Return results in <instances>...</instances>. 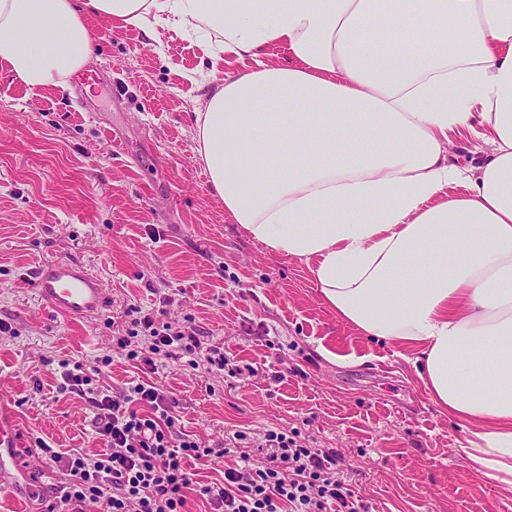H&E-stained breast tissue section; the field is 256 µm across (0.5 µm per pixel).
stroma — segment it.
I'll return each mask as SVG.
<instances>
[{
    "label": "stroma",
    "instance_id": "obj_1",
    "mask_svg": "<svg viewBox=\"0 0 512 512\" xmlns=\"http://www.w3.org/2000/svg\"><path fill=\"white\" fill-rule=\"evenodd\" d=\"M101 83L31 90L0 65V391L28 439L101 449L84 400L57 393L64 360L110 354L132 305L192 317L241 375L167 361L152 380L204 444L242 430H298L337 449L370 512H512V495L464 463L463 429L419 380L414 352L358 335L324 306L304 262L269 252L224 213L197 153L194 39L91 19ZM80 259L110 288L108 315L73 323L45 308L39 264Z\"/></svg>",
    "mask_w": 512,
    "mask_h": 512
}]
</instances>
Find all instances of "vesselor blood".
I'll return each instance as SVG.
<instances>
[{"mask_svg":"<svg viewBox=\"0 0 512 512\" xmlns=\"http://www.w3.org/2000/svg\"><path fill=\"white\" fill-rule=\"evenodd\" d=\"M33 288L41 302L71 319H87L105 314L112 296L104 282L79 260L61 259L39 268ZM23 432L14 417L0 406V490L25 499L39 492L45 466L23 451Z\"/></svg>","mask_w":512,"mask_h":512,"instance_id":"obj_1","label":"vessel or blood"}]
</instances>
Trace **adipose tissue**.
<instances>
[{
  "mask_svg": "<svg viewBox=\"0 0 512 512\" xmlns=\"http://www.w3.org/2000/svg\"><path fill=\"white\" fill-rule=\"evenodd\" d=\"M93 18L225 63L195 113L225 212L338 321L415 351L467 466L512 492V0H0V62L69 88ZM477 125L491 149L459 165Z\"/></svg>",
  "mask_w": 512,
  "mask_h": 512,
  "instance_id": "1",
  "label": "adipose tissue"
}]
</instances>
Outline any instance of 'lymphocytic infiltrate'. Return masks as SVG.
<instances>
[{"label": "lymphocytic infiltrate", "mask_w": 512, "mask_h": 512, "mask_svg": "<svg viewBox=\"0 0 512 512\" xmlns=\"http://www.w3.org/2000/svg\"><path fill=\"white\" fill-rule=\"evenodd\" d=\"M113 353L140 371L119 390L105 385L111 355L86 364H60L58 393L83 399L104 448L95 453L60 451L45 439L36 446L44 460L67 474L45 502L44 512H188L196 498L210 512H367L348 488L333 448H317L300 432L268 429L257 437L237 431L225 437L222 485L200 483L191 462L213 455L193 435L178 429V399L149 379L159 360L187 359L210 374H239L223 346L205 340L194 318L177 324L132 306L114 328ZM258 448L259 457L244 452Z\"/></svg>", "instance_id": "f902f5d3"}]
</instances>
